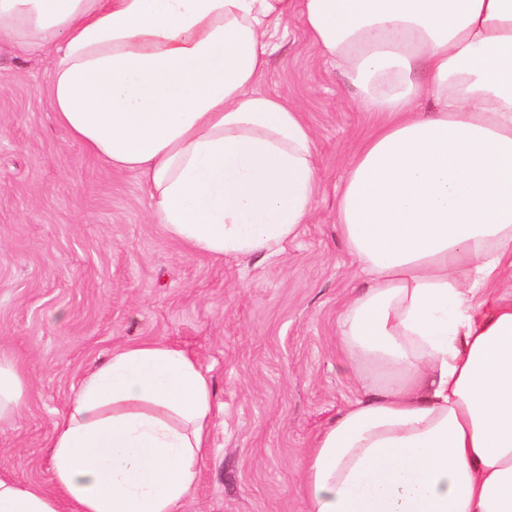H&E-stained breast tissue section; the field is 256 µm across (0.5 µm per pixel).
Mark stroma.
<instances>
[{
	"label": "stroma",
	"mask_w": 512,
	"mask_h": 512,
	"mask_svg": "<svg viewBox=\"0 0 512 512\" xmlns=\"http://www.w3.org/2000/svg\"><path fill=\"white\" fill-rule=\"evenodd\" d=\"M50 74L46 52L0 42V355L28 380L19 415L0 420V474L50 487L49 444L81 376L157 341L193 354L222 405L182 512H306V451L360 395L338 320L364 283L337 203L373 118L292 21L259 89L314 129L313 217L280 256H216L152 222L143 175L67 135Z\"/></svg>",
	"instance_id": "obj_1"
}]
</instances>
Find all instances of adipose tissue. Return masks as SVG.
<instances>
[{"mask_svg":"<svg viewBox=\"0 0 512 512\" xmlns=\"http://www.w3.org/2000/svg\"><path fill=\"white\" fill-rule=\"evenodd\" d=\"M295 17L386 115L338 202L361 395L306 452V512H512V0H0V40L52 48L58 123L146 176L170 237L272 257L321 185L301 107L257 89ZM217 408L185 350L115 348L55 424L52 491L0 474V512H180Z\"/></svg>","mask_w":512,"mask_h":512,"instance_id":"adipose-tissue-1","label":"adipose tissue"}]
</instances>
